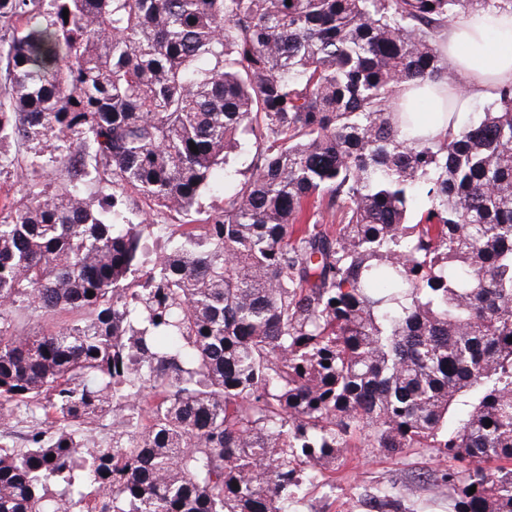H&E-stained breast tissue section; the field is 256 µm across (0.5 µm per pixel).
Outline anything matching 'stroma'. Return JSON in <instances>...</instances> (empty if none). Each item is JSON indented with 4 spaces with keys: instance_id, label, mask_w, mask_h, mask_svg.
<instances>
[{
    "instance_id": "stroma-1",
    "label": "stroma",
    "mask_w": 512,
    "mask_h": 512,
    "mask_svg": "<svg viewBox=\"0 0 512 512\" xmlns=\"http://www.w3.org/2000/svg\"><path fill=\"white\" fill-rule=\"evenodd\" d=\"M447 463L426 448L397 455L358 445L319 481L303 484L285 512H381L378 488L394 487L399 512H452L453 490L443 481Z\"/></svg>"
}]
</instances>
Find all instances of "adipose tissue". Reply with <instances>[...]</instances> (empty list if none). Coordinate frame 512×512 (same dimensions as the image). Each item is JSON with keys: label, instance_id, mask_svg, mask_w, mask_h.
I'll list each match as a JSON object with an SVG mask.
<instances>
[{"label": "adipose tissue", "instance_id": "adipose-tissue-1", "mask_svg": "<svg viewBox=\"0 0 512 512\" xmlns=\"http://www.w3.org/2000/svg\"><path fill=\"white\" fill-rule=\"evenodd\" d=\"M495 44H488V35ZM444 59L457 76L455 85L417 89L407 87L400 101L414 110L417 101H427L432 113L427 135L444 131L441 116L466 109L475 96L492 95L498 86L512 82V12L480 10L464 22L449 24L442 35Z\"/></svg>", "mask_w": 512, "mask_h": 512}]
</instances>
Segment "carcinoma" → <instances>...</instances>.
I'll list each match as a JSON object with an SVG mask.
<instances>
[{
  "mask_svg": "<svg viewBox=\"0 0 512 512\" xmlns=\"http://www.w3.org/2000/svg\"><path fill=\"white\" fill-rule=\"evenodd\" d=\"M486 8L512 0H0V174L27 185L0 416L43 412L0 445V512H282L357 438L512 512V84L436 137L394 108L454 82L441 33ZM244 134L224 211L149 260L165 225L127 193L190 214Z\"/></svg>",
  "mask_w": 512,
  "mask_h": 512,
  "instance_id": "cac0c4a2",
  "label": "carcinoma"
}]
</instances>
